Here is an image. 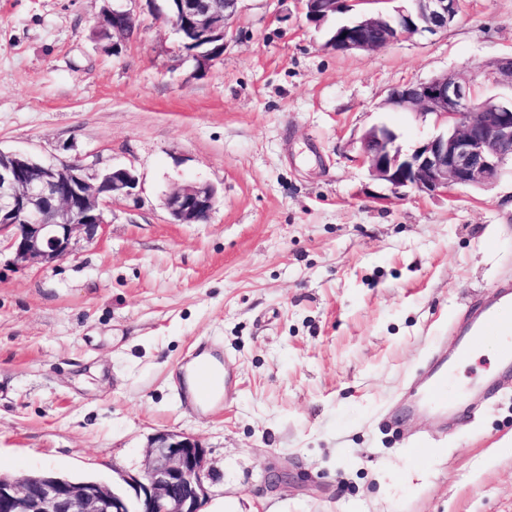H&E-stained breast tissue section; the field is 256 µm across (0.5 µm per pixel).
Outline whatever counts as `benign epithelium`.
Here are the masks:
<instances>
[{
  "mask_svg": "<svg viewBox=\"0 0 512 512\" xmlns=\"http://www.w3.org/2000/svg\"><path fill=\"white\" fill-rule=\"evenodd\" d=\"M178 34L199 43L190 51L197 68L224 55V39L239 0H166ZM301 0L307 20L319 27L336 13L356 16L338 26L327 42L338 53L380 51L416 34H436L461 11V0ZM512 89V56L477 64L473 76L443 74L411 81L393 91L387 105L433 114L444 130L410 154L386 126L360 137L359 162L371 177L402 196H435L456 189H491L512 166V98L478 92V76ZM138 179L126 167L89 172L79 162L44 164L0 150V249L20 267L48 269L76 255L107 224L112 202L136 195ZM214 186H175L163 203L176 224L206 221L217 203ZM211 477L206 451L192 436L161 432L149 444L144 468L125 479L126 491L97 481L73 482L44 473L0 474V512H200Z\"/></svg>",
  "mask_w": 512,
  "mask_h": 512,
  "instance_id": "7a95c632",
  "label": "benign epithelium"
}]
</instances>
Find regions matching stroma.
<instances>
[{
  "label": "stroma",
  "instance_id": "obj_1",
  "mask_svg": "<svg viewBox=\"0 0 512 512\" xmlns=\"http://www.w3.org/2000/svg\"><path fill=\"white\" fill-rule=\"evenodd\" d=\"M105 0H0V150L128 167L134 198L55 268L0 253V474L123 488L160 431L195 437L201 512H512V378L462 402L467 425L393 422L409 377L462 305L512 276V173L489 191L393 194L356 157L384 125L410 152L433 116L397 112L409 81L512 55V0H463L448 28L337 54L299 0H240L200 70L164 16L92 35ZM207 182V221L176 224L178 184ZM220 349L228 404L188 409L182 368ZM429 441L409 462V437ZM290 473L271 486L273 472Z\"/></svg>",
  "mask_w": 512,
  "mask_h": 512
}]
</instances>
